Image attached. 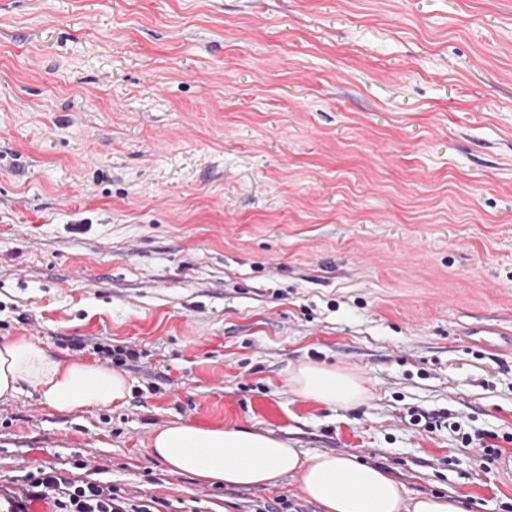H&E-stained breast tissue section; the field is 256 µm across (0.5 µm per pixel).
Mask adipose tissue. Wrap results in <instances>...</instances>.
<instances>
[{
    "label": "adipose tissue",
    "mask_w": 512,
    "mask_h": 512,
    "mask_svg": "<svg viewBox=\"0 0 512 512\" xmlns=\"http://www.w3.org/2000/svg\"><path fill=\"white\" fill-rule=\"evenodd\" d=\"M291 383L300 397L324 406H351L366 395L359 376L325 365H302ZM27 387L62 414L119 406L129 394L126 378L110 368L63 362L40 341H0V399L15 398ZM149 449L169 472L201 481L252 488L297 477L300 494L321 512H465L457 497L410 496L387 470L360 462L354 453L304 457L263 431L174 422L155 430Z\"/></svg>",
    "instance_id": "ef3b65f1"
}]
</instances>
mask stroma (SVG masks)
Returning a JSON list of instances; mask_svg holds the SVG:
<instances>
[{
    "label": "stroma",
    "mask_w": 512,
    "mask_h": 512,
    "mask_svg": "<svg viewBox=\"0 0 512 512\" xmlns=\"http://www.w3.org/2000/svg\"><path fill=\"white\" fill-rule=\"evenodd\" d=\"M512 0H0V340L110 366L122 406L0 400V488L74 469L161 512H320L169 473L170 422L352 452L512 512ZM305 364L358 375L298 397ZM445 415L427 430L422 417ZM291 383L300 397L324 406L355 405L366 395L359 376L325 365H302L293 374Z\"/></svg>",
    "instance_id": "1"
}]
</instances>
